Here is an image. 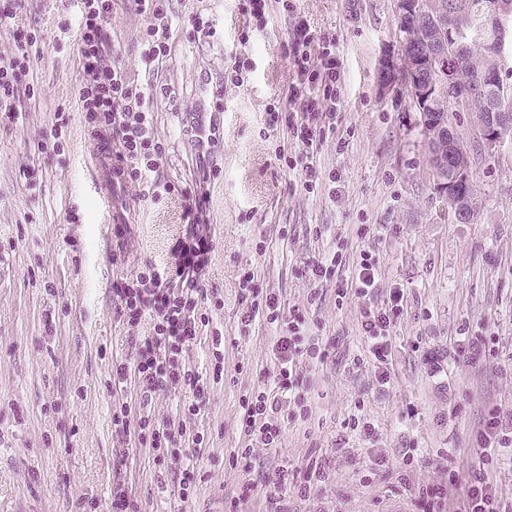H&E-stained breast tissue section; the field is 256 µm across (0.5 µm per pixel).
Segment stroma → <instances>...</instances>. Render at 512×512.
Returning <instances> with one entry per match:
<instances>
[{"label": "stroma", "instance_id": "obj_1", "mask_svg": "<svg viewBox=\"0 0 512 512\" xmlns=\"http://www.w3.org/2000/svg\"><path fill=\"white\" fill-rule=\"evenodd\" d=\"M167 8V55L149 71L140 62L149 21L136 0H115L106 18L110 61L151 87V137L162 148L154 177L171 187L159 198L144 186L118 193L116 211L130 227L119 244L100 233L84 152L91 127L77 103L85 80L77 0H25L0 20V58L15 55L20 31L37 35L18 112L0 119V512H109L116 480L138 512H223L244 482L261 484L312 457L330 479L298 502L299 512H410V494L395 480L405 448L423 451L410 484L437 479L444 467L469 475L486 406L512 412V137L487 148L472 115L453 116L476 186L474 216L458 222L435 188L405 87L384 91L377 82L380 59L398 48L396 0H293L288 8L271 0L266 27L255 31L237 0H168ZM298 13L333 40L341 60L340 116L314 141L319 179L311 192L301 147L287 128L264 124L267 107L287 102L292 73L283 45ZM240 47L252 62L242 71L230 62ZM218 101L220 138L203 184L192 114ZM202 190L212 248L201 274V322L186 352L205 392L193 416L183 412V389L146 401L135 375L111 386L113 365L132 364L135 337L149 331L121 319L112 283L173 264L187 198ZM361 224L390 231L364 241ZM338 246L341 277L371 248L381 262L379 299L404 291L383 389L357 300L337 301L327 283L319 300L307 301L308 267ZM247 275L285 311L303 310L329 347L307 415L286 423L277 447L255 449L248 471L236 461L247 445L242 404L272 382L277 361L274 329L241 322L239 282ZM461 335L493 337L494 355L476 365L450 358ZM358 403L378 427L376 445L346 427ZM119 406L127 410L125 435L112 424ZM144 417L174 425L178 448L196 464L189 499H180L158 450L140 442ZM378 454L387 474L363 482Z\"/></svg>", "mask_w": 512, "mask_h": 512}]
</instances>
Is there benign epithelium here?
I'll use <instances>...</instances> for the list:
<instances>
[{
    "label": "benign epithelium",
    "instance_id": "1",
    "mask_svg": "<svg viewBox=\"0 0 512 512\" xmlns=\"http://www.w3.org/2000/svg\"><path fill=\"white\" fill-rule=\"evenodd\" d=\"M433 51L426 56L411 52L409 36H399L398 53L383 58L379 65V86L388 89L400 82L407 88L413 107L420 114L429 151V164L440 193L448 196L453 212L473 208L466 190L471 180L468 153L451 124H437L429 116L453 108L470 112L480 104L477 120L486 146L492 148L512 131V114L497 110V95L504 88L500 72L459 83L457 62L476 39L488 42L498 59L512 48V0H497L477 24L437 21L430 32Z\"/></svg>",
    "mask_w": 512,
    "mask_h": 512
}]
</instances>
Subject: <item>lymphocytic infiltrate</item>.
<instances>
[{
  "label": "lymphocytic infiltrate",
  "mask_w": 512,
  "mask_h": 512,
  "mask_svg": "<svg viewBox=\"0 0 512 512\" xmlns=\"http://www.w3.org/2000/svg\"><path fill=\"white\" fill-rule=\"evenodd\" d=\"M137 4L149 20L141 51V62L149 69L167 53L172 18L163 0H137ZM111 10L112 0H81L79 53L86 80L78 90V101L88 124L115 130L119 143L116 158L122 164L123 178L126 183L138 184L148 172L155 170L160 154L149 133L151 89L131 82L122 67L105 61L108 35L104 22ZM35 41L32 33H20L16 54L0 59V115L10 118L17 110L19 90L30 70L28 49ZM285 53L293 74L288 88L291 107L269 108L265 125L271 131L287 127L296 143L309 146L318 133L336 125L339 106L336 85L341 76V63L334 44L318 38L302 17L297 18L288 36ZM207 208V193L189 199L186 222L174 246L173 267L160 270L149 266L135 279L112 284L120 303L119 314L127 325L138 326L146 318L151 321L149 334L135 339L133 366H113L114 382H123L128 372H135L146 399L170 388H189L192 398L184 409L192 414L199 411L205 400L196 374L185 362V352L197 335L199 273L207 265L211 250V241L203 232ZM341 264V251L328 252L310 266L309 278L317 287L335 284L338 299L352 296L360 301L361 329L380 369L377 382L386 385L389 382L386 368L393 355L390 331L403 310L404 293L399 288L391 289L385 305L375 304L381 270L373 251H360L348 278L339 277ZM240 299L248 305L242 324L262 320L279 329L272 347L278 372L272 383L254 390L243 406V431L251 445L242 449L239 458L242 468L248 470L253 464V448L277 447L285 422L304 408L311 390L304 366L325 361L328 346L313 336L303 312L284 314L279 298L264 291L253 277L243 279ZM138 438L149 442L162 457L175 464L180 495L188 497L198 472L177 448L171 428L144 420L139 425ZM473 450V473L469 480H461L456 471L448 469L438 480L417 487L413 504L419 512H512V502L507 501L487 476L494 463L512 453V413L489 405ZM328 479L329 473L321 462L312 459L302 468L275 471L262 486L244 484L240 496L246 499L259 492L265 499L267 512H295L294 499H308Z\"/></svg>",
  "instance_id": "f902f5d3"
}]
</instances>
